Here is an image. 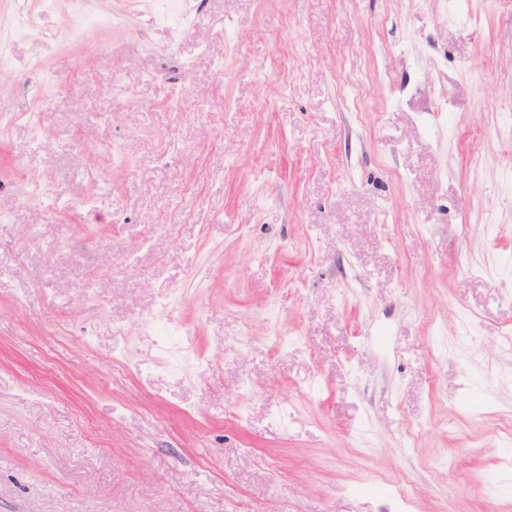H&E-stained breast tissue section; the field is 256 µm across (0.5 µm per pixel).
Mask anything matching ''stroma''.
Segmentation results:
<instances>
[{"instance_id":"stroma-1","label":"stroma","mask_w":512,"mask_h":512,"mask_svg":"<svg viewBox=\"0 0 512 512\" xmlns=\"http://www.w3.org/2000/svg\"><path fill=\"white\" fill-rule=\"evenodd\" d=\"M26 7L0 512H512V0ZM156 22L185 25L191 19L189 0H155Z\"/></svg>"}]
</instances>
